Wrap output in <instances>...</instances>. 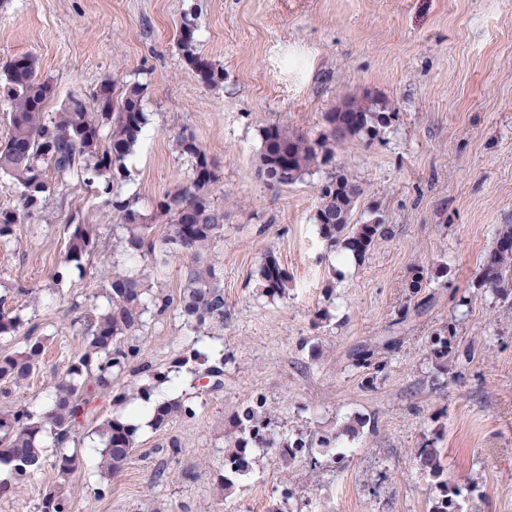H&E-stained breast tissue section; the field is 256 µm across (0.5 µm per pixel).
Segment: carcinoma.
Wrapping results in <instances>:
<instances>
[{
	"instance_id": "cac0c4a2",
	"label": "carcinoma",
	"mask_w": 512,
	"mask_h": 512,
	"mask_svg": "<svg viewBox=\"0 0 512 512\" xmlns=\"http://www.w3.org/2000/svg\"><path fill=\"white\" fill-rule=\"evenodd\" d=\"M195 32L189 23L180 29L183 60L202 83L216 86L224 81V73L200 53ZM53 92L52 83L39 76L36 58L30 54L16 56L0 67V102L6 107L8 123L6 136L0 138V173L8 176L19 192L16 203L0 204V244L17 238L20 226L30 220L53 223L54 213L46 210L45 202L57 193L64 177L75 175L118 214L117 227L123 231L119 242L127 254L141 259V265L129 268L100 249L97 225L80 214L70 217L72 231L56 275L62 278L64 272L81 270L95 261L104 274L108 307L89 318L83 353L58 382L49 409L37 412L20 405L0 412V465L10 467V480L0 481L1 495L44 469V434L53 435L60 447L69 442L85 421L88 406L112 392V384L126 368L142 359L140 332L146 313L159 318L174 310L194 331L224 323V287L215 253L218 240L224 237V208L210 199V186L216 179L213 159L193 134L183 132L177 137L178 153L190 161V186L168 191L156 201L154 210L168 218L165 231L157 237L155 225L119 193L127 162L147 123L142 89L132 85L118 94L113 83L103 80L89 94H74L58 111L48 112L46 103ZM348 106L352 111L325 113L323 120L330 129L317 136L291 134L274 124L263 128L257 175L269 185H293L330 163L337 147L355 139L370 142L391 120L383 100L353 98ZM361 195L353 177L337 170L321 187L313 214L321 237L359 260L386 233L377 216L355 219ZM177 256L183 259V269L179 294L173 297L155 287L153 274ZM260 278L267 296L286 294L288 271L274 255L264 258ZM480 285L506 297L512 293V223L497 226L493 246L483 260ZM21 325L20 316L0 307V335L15 333ZM44 351L43 338L29 334L23 350L1 354L0 386L7 391L31 379ZM202 378L207 380L206 389H223L224 361L205 367ZM151 396V389L142 386L131 394H119L113 402L118 407L132 403L145 408ZM194 416L195 409L180 399L162 402L155 406L150 426L161 429L176 417ZM233 426L231 444L224 451L222 481L227 486L250 473L255 462L253 448L273 449L281 459L291 460L298 453L331 445L326 438L288 439L261 394L253 396L234 416ZM136 431L122 421L120 412L99 425L104 446L97 451L96 465L104 477L116 476L132 461ZM416 459L422 470L438 479L441 499L433 512H461V506L449 496L452 489L443 479L439 450L423 448ZM76 465L73 454L55 456L52 467L60 483L45 492L39 512H71L67 486Z\"/></svg>"
}]
</instances>
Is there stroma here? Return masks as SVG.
I'll list each match as a JSON object with an SVG mask.
<instances>
[{
	"instance_id": "35a3bbf8",
	"label": "stroma",
	"mask_w": 512,
	"mask_h": 512,
	"mask_svg": "<svg viewBox=\"0 0 512 512\" xmlns=\"http://www.w3.org/2000/svg\"><path fill=\"white\" fill-rule=\"evenodd\" d=\"M187 20L224 71L219 86L182 60L175 32ZM23 54L54 87L51 112L105 79L141 85L148 123L120 193L157 227L166 220L155 200L188 183L174 148L185 129L213 158L210 196L224 207L223 325L197 333L172 312L148 319L150 370L128 367L115 386L178 395L195 417L140 427L134 459L106 483L96 428L114 407L98 398L70 442L80 459L71 512H272L285 486L291 512H432L436 481L413 462L425 446L441 450L463 512H512V302L479 284L497 225L512 222V0H0V64ZM364 95L393 115L373 141L336 151L362 189L359 214L388 228L358 261L312 220L330 167L272 186L256 158L264 127L315 135L325 112ZM47 205L55 223L23 224L0 245V297L25 320L0 336V353L22 348L30 330L47 340L34 378L0 395V410L47 407L106 304L95 268L55 272L72 213L97 224L107 248L117 216L74 176ZM269 253L290 275L282 298L260 282ZM418 267L427 280L411 295ZM447 330L453 352L441 359L430 338ZM193 349L223 362L222 390H204L198 364H179ZM366 350L383 372L358 364ZM257 394L285 431L335 438L344 460L262 451L248 475L220 486L231 420ZM355 419L358 436H343ZM173 439L172 456L163 448ZM54 481L42 470L0 496V512H38Z\"/></svg>"
}]
</instances>
